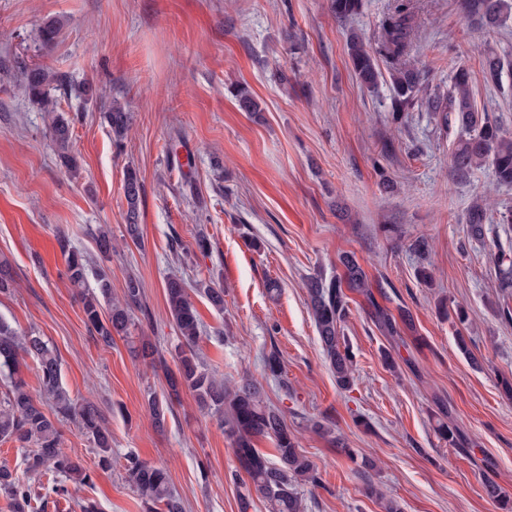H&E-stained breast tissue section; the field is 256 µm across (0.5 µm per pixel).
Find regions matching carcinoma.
<instances>
[{
    "instance_id": "cac0c4a2",
    "label": "carcinoma",
    "mask_w": 512,
    "mask_h": 512,
    "mask_svg": "<svg viewBox=\"0 0 512 512\" xmlns=\"http://www.w3.org/2000/svg\"><path fill=\"white\" fill-rule=\"evenodd\" d=\"M362 0H331L330 10L340 20L357 15ZM466 18L483 28H499L512 18V0H462ZM58 20L42 23L39 39L44 47L53 46L61 32ZM415 38V7L413 0H394L384 20L376 47L366 45L361 36L350 35L347 50L353 72L359 83L369 89L377 86L381 71L379 63L386 64L392 85V115L401 119L402 113L414 107L419 94L425 92L428 110L443 123L453 119L461 130L454 152L452 166L455 175L464 177L479 166L492 167L498 185L512 186V137L505 135L500 125L478 110L472 91L468 69L459 67L451 86L446 91L426 92L423 72L417 59L411 55ZM483 67L487 76L499 80L504 69L503 60L495 53L485 55ZM22 84L45 112H55L57 99L50 87L64 86L63 76L40 66H22ZM239 107L245 112L261 111L259 102L246 87L236 94ZM104 118L117 138H122L129 127L130 116L123 105L115 102L104 112ZM50 135L65 165L76 168V159L70 153L72 131L62 116L53 118ZM142 185L137 171L129 168L124 181L127 201L125 232L134 243L141 240L139 202ZM490 222L487 199H475L469 207L466 224L469 236L484 237ZM64 255L67 279L78 290L80 303L89 331L105 346L114 336L131 337L135 325L134 311L141 307L142 285L132 276L126 282L123 297L112 299V288L107 275H98L97 286L87 287L89 260L71 247L65 238L59 239ZM344 273L328 281L314 278L306 284L310 311L322 348L339 387L347 389L353 381V357L341 342V328L348 314L346 291H356L374 302L368 277L355 256L340 257ZM496 264L500 288H512V251H499ZM166 301L172 322L180 334V346L175 355V368H167L166 390L162 395L151 393L147 398L150 416L157 427L164 426L172 412L173 401L182 390L189 391L200 410L215 416L231 445L232 451L246 476L242 481L241 508L247 510L257 497L265 503L267 512H304L303 498L297 490L301 484L317 483V474L311 459L301 449L297 435L288 427L279 410L264 403L262 386L246 380L236 387L224 385L215 370L201 361L199 349L198 312L190 299L183 280L172 277L165 284ZM374 321L388 336L399 335L398 324L412 326V315L400 307L398 316L374 306ZM135 356L150 363L157 362V351L146 336L133 344ZM30 357L36 361L39 372V391L51 401L53 412H44L21 380L10 382L0 396V441L13 440L27 449L23 459V473L18 475L0 467V493L10 500L12 512H46L48 502L73 498V491L91 481V470L85 461L69 454L64 444L63 425L70 423L78 434L93 443L97 466H112V433L105 425V413L96 403L74 399L62 382L61 362L56 349L39 334L31 331L20 334L8 322L0 319V374L13 375L20 360ZM266 375L278 378L282 361L276 351L264 357ZM439 434L452 447L463 444L464 436L450 422L438 423ZM269 437L274 441L277 461L271 462L255 448L257 440ZM375 468L371 459L362 461L361 474L364 493L383 499V493L369 479ZM126 480L143 504L142 512H185V505L174 492L168 472L161 466L149 464L133 454L125 457ZM42 492L35 493L34 485ZM485 494L497 503L501 512H512V497L492 480L484 484Z\"/></svg>"
}]
</instances>
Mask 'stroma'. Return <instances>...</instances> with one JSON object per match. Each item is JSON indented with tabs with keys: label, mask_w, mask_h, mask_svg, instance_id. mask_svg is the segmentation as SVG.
Here are the masks:
<instances>
[{
	"label": "stroma",
	"mask_w": 512,
	"mask_h": 512,
	"mask_svg": "<svg viewBox=\"0 0 512 512\" xmlns=\"http://www.w3.org/2000/svg\"><path fill=\"white\" fill-rule=\"evenodd\" d=\"M391 3L363 0L359 15L339 20L329 0H0V64L10 67L0 71V262L16 280L0 295V319L45 336L70 395L103 408L112 467L76 492L101 512H141L126 453L167 468L187 512H244L239 464L190 394L155 428L147 397L164 391V375L136 360L125 338L106 346L90 333L65 276L62 235L89 258V281L107 274L113 298L129 276L140 278L150 317L134 332L168 363L179 337L165 283L185 282L208 367L230 384L261 383L313 461L319 483L300 488L305 512H383L362 491L365 456L377 462L372 483L403 512H500L483 490L489 478L512 495V398L501 387L512 379V322L502 315L493 242L470 238L465 224L476 197L512 207V188L496 186L486 166L456 177L457 125L418 105L393 120L389 74L373 89L356 79L347 37L373 43ZM418 5L413 53L429 89L447 90L467 68L478 108L512 135V19L479 29L461 0ZM51 18L63 27L45 48L38 27ZM488 51L507 62L495 84L483 70ZM20 61L66 76L58 110L72 123L76 169L49 137L50 113L21 89ZM87 82L100 98L80 96ZM240 85L258 100V117L240 110ZM115 101L131 114L120 140L103 119ZM130 167L143 185L137 245L125 233ZM103 227L112 235L107 258L96 239ZM419 237L429 243L422 259L409 249ZM344 252L373 293L349 295L347 389L326 361L305 288L309 278L341 275ZM421 264L432 283L418 277ZM207 285L223 288V308L208 301ZM442 303L464 306L468 321L440 314ZM377 305L404 306L412 328L385 335L372 318ZM274 349L278 378L264 373ZM441 418L461 429L464 448L440 438ZM316 421L352 456L313 432Z\"/></svg>",
	"instance_id": "1"
}]
</instances>
